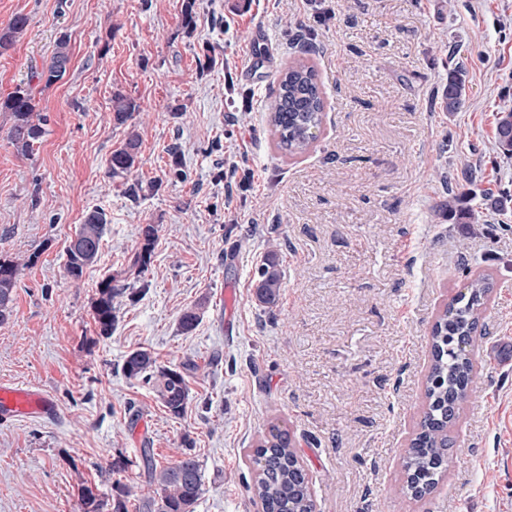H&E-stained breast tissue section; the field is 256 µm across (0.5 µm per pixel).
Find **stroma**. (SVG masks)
<instances>
[{"label":"stroma","instance_id":"stroma-1","mask_svg":"<svg viewBox=\"0 0 512 512\" xmlns=\"http://www.w3.org/2000/svg\"><path fill=\"white\" fill-rule=\"evenodd\" d=\"M0 0V99L32 88L45 133L29 153L0 112V258L19 268L0 326V382L45 389L54 419L0 421V512H79L77 493L115 481L151 496L157 464L193 448L206 492L196 512H259L246 457L277 424L309 477L316 512H512V157L495 136L512 111V0ZM70 61L45 84L59 40ZM314 64L327 107L309 151L272 145L267 106L281 69ZM462 69L466 96L437 91ZM140 110L112 120V96ZM141 139L128 179L108 160ZM472 210L461 223L449 204ZM105 213L81 279L65 250ZM157 238L143 270L141 230ZM277 254L276 307L255 298ZM492 275L480 320L478 386L452 429L448 471L425 497L394 495L423 407L432 329L464 290V267ZM127 292L99 335L103 280ZM202 304L195 329L183 311ZM150 349L194 365L185 413L165 411L122 362ZM125 472L113 471L116 460ZM30 19L25 14H15L6 27L0 29V48L13 44L28 28ZM440 103L444 112H456L464 103L465 79L464 73L459 69L448 72V81L438 91Z\"/></svg>","mask_w":512,"mask_h":512}]
</instances>
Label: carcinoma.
Instances as JSON below:
<instances>
[{
    "label": "carcinoma",
    "instance_id": "carcinoma-1",
    "mask_svg": "<svg viewBox=\"0 0 512 512\" xmlns=\"http://www.w3.org/2000/svg\"><path fill=\"white\" fill-rule=\"evenodd\" d=\"M29 24L27 15H14L6 27L0 29V48L13 44ZM67 62L68 44L62 39L42 73L45 82L51 84L62 78L66 72L63 64ZM438 95L443 111H458L464 103V73L459 69L448 71V81ZM325 108L315 67L302 60L286 66L279 74L277 94L267 108L275 148L291 156L308 150L315 140L313 129L322 124ZM137 110L138 105L132 98L122 93L112 95V120L116 125L126 124ZM0 112L11 113L13 124L8 140L21 151H28L42 137L43 128L34 120L36 101L31 88L16 87L0 101ZM496 137L502 151L512 154V122L504 115L498 118ZM139 153V135L131 130L108 160L112 177L129 175L138 163ZM106 224L103 212L92 211L79 225L66 249L65 266L72 279H80L84 270L95 261ZM143 236L141 250L132 257V265L138 267L147 265L150 260L156 237L154 225H146ZM17 275L16 265L0 260V326L12 318ZM281 287L279 260L277 255L270 254L258 272L256 297L259 303L266 308L275 307ZM492 288L490 275H476L468 283L466 292L453 297L434 325L435 345L426 377L425 410L418 432L402 461L410 482L396 488L397 493L415 495L416 487L434 486L445 471L444 448L450 445L448 430L476 380L473 357L480 349L476 331ZM126 291L127 288L112 277L101 283L93 316L99 335L112 334L117 321L115 301ZM200 310L201 306L194 305L182 313L179 320L182 331L189 332L197 326ZM122 370L127 378L152 385L169 413L176 417L184 414L190 400V388L182 372L159 365L147 348L129 352ZM248 458L257 470L253 493L263 512H314L308 475L290 448L287 431L277 424L270 425L268 435ZM145 461L153 486V496L147 499L150 512H195L205 494V475L203 465L192 449H183L174 462L161 467L148 455ZM133 496V487L126 484L113 485L111 496L106 499L100 498L95 489L84 486L79 491L80 509L81 512H129L128 503Z\"/></svg>",
    "mask_w": 512,
    "mask_h": 512
}]
</instances>
